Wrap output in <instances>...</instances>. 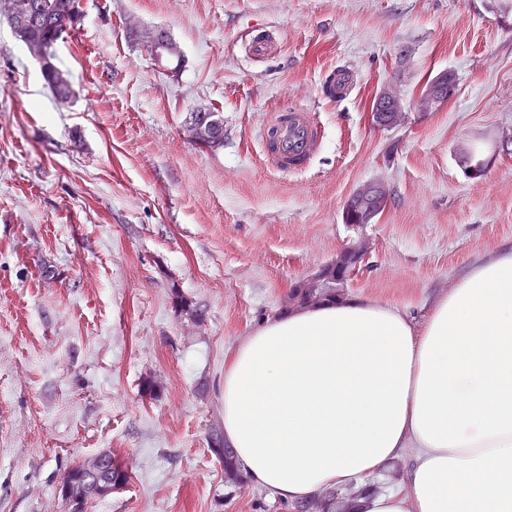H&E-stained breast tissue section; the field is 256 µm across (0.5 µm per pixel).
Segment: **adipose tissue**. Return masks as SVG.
I'll return each instance as SVG.
<instances>
[{
	"label": "adipose tissue",
	"mask_w": 512,
	"mask_h": 512,
	"mask_svg": "<svg viewBox=\"0 0 512 512\" xmlns=\"http://www.w3.org/2000/svg\"><path fill=\"white\" fill-rule=\"evenodd\" d=\"M224 442L295 502L411 455L358 512H512V246L471 264L422 328L346 298L263 320L224 365Z\"/></svg>",
	"instance_id": "1"
}]
</instances>
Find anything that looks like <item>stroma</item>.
<instances>
[{
  "mask_svg": "<svg viewBox=\"0 0 512 512\" xmlns=\"http://www.w3.org/2000/svg\"><path fill=\"white\" fill-rule=\"evenodd\" d=\"M56 46L58 102L0 18V512H65L71 465L109 452L130 481L87 512H287L225 481L224 361L290 288L354 243L346 295L416 321L469 264L512 244V0H80ZM166 29L157 62L133 30ZM271 50L254 55V42ZM346 71V94L330 74ZM448 73L456 92L423 111ZM407 119L380 129L381 91ZM291 107L322 141L274 172L261 129ZM224 143L191 139L192 112ZM490 158L479 179L458 163ZM378 181L373 223L342 220ZM202 113V120L205 121L208 128L213 131L223 132L224 134V123L223 119H221L218 115V112H211L209 109L203 110V112H196L192 115L190 122V136L192 139L200 141L202 137L209 138L206 134L207 129L204 127L203 123L199 121L198 115Z\"/></svg>",
  "mask_w": 512,
  "mask_h": 512,
  "instance_id": "1",
  "label": "stroma"
}]
</instances>
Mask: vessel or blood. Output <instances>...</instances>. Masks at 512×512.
Masks as SVG:
<instances>
[{
	"label": "vessel or blood",
	"mask_w": 512,
	"mask_h": 512,
	"mask_svg": "<svg viewBox=\"0 0 512 512\" xmlns=\"http://www.w3.org/2000/svg\"><path fill=\"white\" fill-rule=\"evenodd\" d=\"M277 142L270 163L282 172L298 170L310 159L320 142V129L314 113L291 108L277 115L269 126Z\"/></svg>",
	"instance_id": "vessel-or-blood-1"
}]
</instances>
